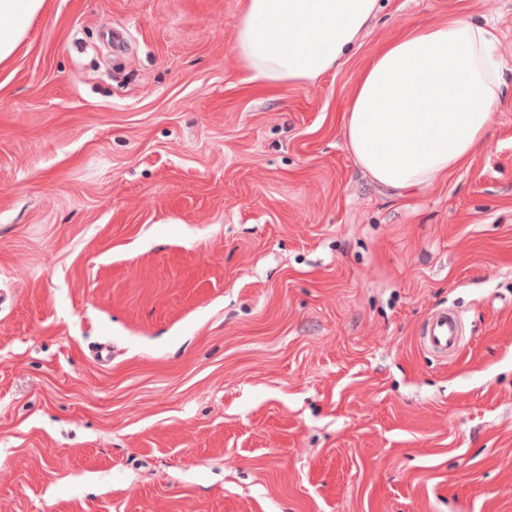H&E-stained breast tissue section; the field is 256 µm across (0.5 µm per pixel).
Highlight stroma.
<instances>
[{
    "label": "stroma",
    "mask_w": 512,
    "mask_h": 512,
    "mask_svg": "<svg viewBox=\"0 0 512 512\" xmlns=\"http://www.w3.org/2000/svg\"><path fill=\"white\" fill-rule=\"evenodd\" d=\"M244 5L45 0L0 62V512H512V97L408 191L339 122L421 21L511 72L512 0H381L305 86L238 61ZM464 330L460 318L448 309H439L427 318L421 339L424 347L436 355L454 356L464 341Z\"/></svg>",
    "instance_id": "obj_1"
}]
</instances>
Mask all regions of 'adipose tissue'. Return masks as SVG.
<instances>
[{"instance_id": "adipose-tissue-1", "label": "adipose tissue", "mask_w": 512, "mask_h": 512, "mask_svg": "<svg viewBox=\"0 0 512 512\" xmlns=\"http://www.w3.org/2000/svg\"><path fill=\"white\" fill-rule=\"evenodd\" d=\"M43 4L0 0V62ZM379 9V0H246L233 50L264 84H308L353 51ZM494 43L486 23L460 13L417 23L374 54L342 117L346 147L374 182L429 185L485 146L512 92Z\"/></svg>"}]
</instances>
